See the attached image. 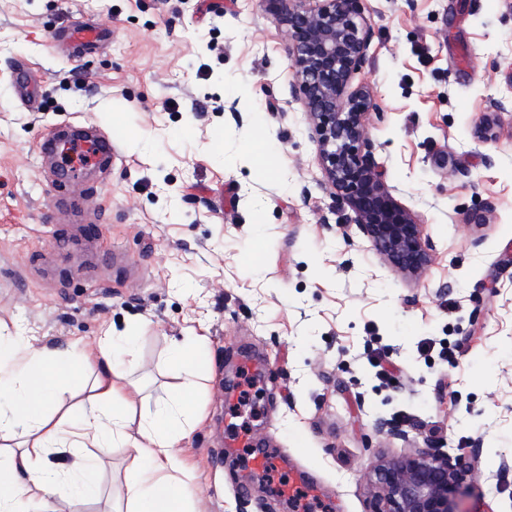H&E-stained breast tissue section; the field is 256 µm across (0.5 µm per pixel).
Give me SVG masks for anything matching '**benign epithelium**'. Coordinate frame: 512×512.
Wrapping results in <instances>:
<instances>
[{"label": "benign epithelium", "mask_w": 512, "mask_h": 512, "mask_svg": "<svg viewBox=\"0 0 512 512\" xmlns=\"http://www.w3.org/2000/svg\"><path fill=\"white\" fill-rule=\"evenodd\" d=\"M288 29L298 95L336 199L351 208L357 230L397 271L420 274L430 262L421 226L393 197L383 180L364 119L376 109L367 90H348L368 60L370 35L360 26L359 0H261ZM470 466L449 454L420 450L380 459L371 470L375 512H457Z\"/></svg>", "instance_id": "benign-epithelium-1"}]
</instances>
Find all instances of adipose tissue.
<instances>
[{
  "label": "adipose tissue",
  "instance_id": "1",
  "mask_svg": "<svg viewBox=\"0 0 512 512\" xmlns=\"http://www.w3.org/2000/svg\"><path fill=\"white\" fill-rule=\"evenodd\" d=\"M0 336V512H89L99 466L128 455L112 512H197L196 474L181 444L202 419L194 373L209 370L208 339L172 343L166 362L178 380L151 407H136V342L104 336L96 347L27 348Z\"/></svg>",
  "mask_w": 512,
  "mask_h": 512
}]
</instances>
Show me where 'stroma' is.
I'll return each instance as SVG.
<instances>
[{
    "label": "stroma",
    "instance_id": "1",
    "mask_svg": "<svg viewBox=\"0 0 512 512\" xmlns=\"http://www.w3.org/2000/svg\"><path fill=\"white\" fill-rule=\"evenodd\" d=\"M360 13L370 48L351 86L375 98L366 136L429 245L416 278L336 202L287 29L260 0H0V335L136 336L152 400L173 383L167 346L209 336L207 419L184 442L200 512H291L276 482L248 481L269 454L328 512H370L378 459L427 448L472 464L457 512H512V0H362ZM86 20L111 39L54 54L51 32ZM20 60L44 78L38 109L18 97ZM86 122L119 133L120 153L97 193L54 187L38 147Z\"/></svg>",
    "mask_w": 512,
    "mask_h": 512
}]
</instances>
